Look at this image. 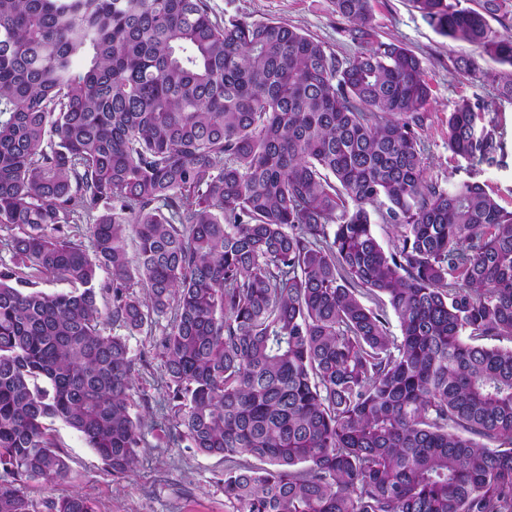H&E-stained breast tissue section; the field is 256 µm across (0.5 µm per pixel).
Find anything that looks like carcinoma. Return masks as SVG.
Segmentation results:
<instances>
[{"mask_svg": "<svg viewBox=\"0 0 512 512\" xmlns=\"http://www.w3.org/2000/svg\"><path fill=\"white\" fill-rule=\"evenodd\" d=\"M330 2L369 42L372 0ZM411 2L479 51L457 71L512 98L491 25L512 0ZM430 99L396 43L340 58L207 0H0V512L67 479L49 420L133 470L127 337L161 318L168 441L224 457L226 512H512V346L484 344L512 342V211L427 176ZM485 109L448 113L472 167L504 156Z\"/></svg>", "mask_w": 512, "mask_h": 512, "instance_id": "cac0c4a2", "label": "carcinoma"}]
</instances>
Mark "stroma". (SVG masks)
I'll list each match as a JSON object with an SVG mask.
<instances>
[{"mask_svg":"<svg viewBox=\"0 0 512 512\" xmlns=\"http://www.w3.org/2000/svg\"><path fill=\"white\" fill-rule=\"evenodd\" d=\"M213 17L224 20L246 16L257 21H282L321 42L342 58L358 50L346 36V23L330 0H208ZM375 16L373 43H396L413 51L424 65L431 88L428 119L419 135L424 146L426 172L440 184L462 180L485 183L498 202L512 210V99L498 97L490 83L457 73L455 58L475 55L473 46L437 34L410 0H372ZM484 100L499 113L505 127L501 165L469 167L448 150V114L464 99ZM156 336L138 334L128 339L130 354L143 359L134 376L131 412L146 428L145 445L133 472L112 474L84 438L65 423L51 425L54 443L66 456L68 479L56 489L37 482L25 492L35 512L56 495L77 492L90 498L96 512H225L223 458L168 444L160 430L172 410L167 398L164 360Z\"/></svg>","mask_w":512,"mask_h":512,"instance_id":"obj_1","label":"stroma"}]
</instances>
